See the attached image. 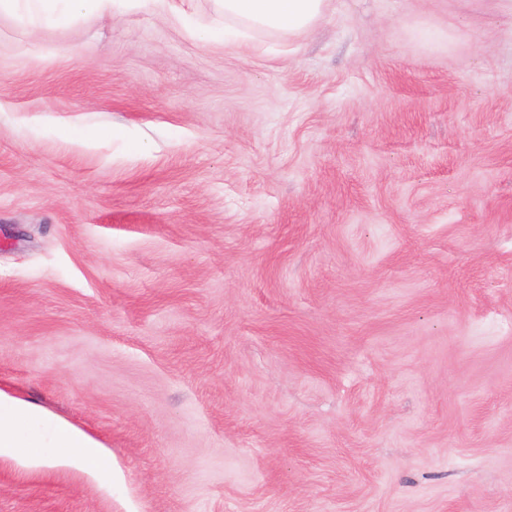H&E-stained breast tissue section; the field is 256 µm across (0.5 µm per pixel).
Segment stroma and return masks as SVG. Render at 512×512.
<instances>
[{
    "mask_svg": "<svg viewBox=\"0 0 512 512\" xmlns=\"http://www.w3.org/2000/svg\"><path fill=\"white\" fill-rule=\"evenodd\" d=\"M0 387L112 453L0 512H512V11L1 14ZM170 24L180 25L202 43L249 47L250 32L291 38L309 28L325 11L328 0H214L224 25L199 29L189 25L185 0H145Z\"/></svg>",
    "mask_w": 512,
    "mask_h": 512,
    "instance_id": "35a3bbf8",
    "label": "stroma"
}]
</instances>
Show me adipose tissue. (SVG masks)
<instances>
[{
    "instance_id": "ef3b65f1",
    "label": "adipose tissue",
    "mask_w": 512,
    "mask_h": 512,
    "mask_svg": "<svg viewBox=\"0 0 512 512\" xmlns=\"http://www.w3.org/2000/svg\"><path fill=\"white\" fill-rule=\"evenodd\" d=\"M119 0H0V14L36 31L99 13H113ZM223 25L192 29L203 43L249 46L251 33L293 37L309 28L328 0H214ZM0 458L27 465L72 464L101 479L112 477V456L92 435L28 400L0 390Z\"/></svg>"
}]
</instances>
